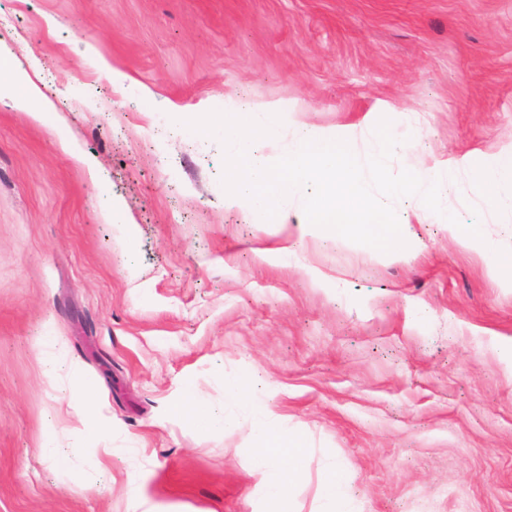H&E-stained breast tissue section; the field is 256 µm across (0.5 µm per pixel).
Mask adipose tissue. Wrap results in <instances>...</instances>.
<instances>
[{
    "mask_svg": "<svg viewBox=\"0 0 512 512\" xmlns=\"http://www.w3.org/2000/svg\"><path fill=\"white\" fill-rule=\"evenodd\" d=\"M45 103L41 87L30 75L17 67L15 55L4 40L0 39V105L21 112H37ZM478 183L485 193L502 205L512 207V153L494 155L479 173ZM42 343L46 348L43 361L48 374L67 375L69 402L83 406L88 417L78 432V443L72 451L57 448L52 431H45L41 444L44 457L53 465L67 467L72 456H93L103 461L112 454V426L97 420L92 410L97 401L95 383L80 375L75 365L62 358L57 339L45 334ZM225 408L205 406L193 386H185L177 404L178 411L194 417L206 431L223 433L243 421H250L255 451L262 464L260 487L262 499L272 512H292V492L301 475L300 464L309 454L307 441L288 427L283 417L267 406L253 402L245 378L233 377L224 382ZM230 404L249 405L248 417L242 418L227 412ZM318 497L325 504V512H351L350 479L336 461H328L322 471Z\"/></svg>",
    "mask_w": 512,
    "mask_h": 512,
    "instance_id": "1",
    "label": "adipose tissue"
}]
</instances>
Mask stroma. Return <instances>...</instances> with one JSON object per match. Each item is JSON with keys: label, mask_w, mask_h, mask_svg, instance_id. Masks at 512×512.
<instances>
[{"label": "stroma", "mask_w": 512, "mask_h": 512, "mask_svg": "<svg viewBox=\"0 0 512 512\" xmlns=\"http://www.w3.org/2000/svg\"><path fill=\"white\" fill-rule=\"evenodd\" d=\"M0 37L45 85L40 116L0 106V512H260L242 425L209 434L175 409L249 375L356 512H512V288L420 208L391 260L224 206L222 143L183 127L235 97L294 126L366 132L388 118L393 172L449 167L442 204L512 250V209L474 175L512 152V0H0ZM107 60L124 85L99 69ZM93 158L92 183L80 156ZM119 213H110L111 205ZM52 325L113 424L105 473L71 447L80 409L44 372ZM40 447L42 448L44 457L53 465L57 467H68L71 465L72 461L70 454L60 448H57L52 428L49 427L46 429L43 436V442Z\"/></svg>", "instance_id": "1"}]
</instances>
